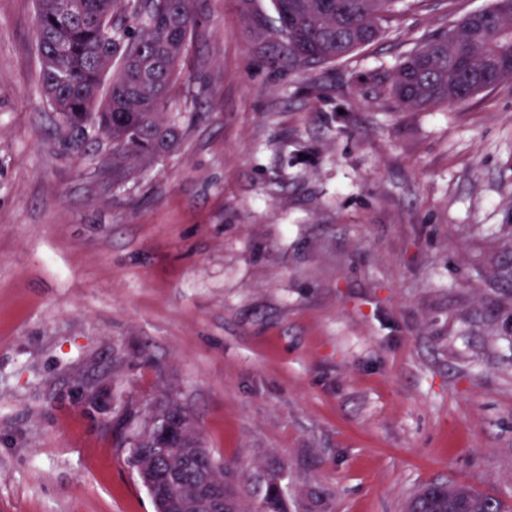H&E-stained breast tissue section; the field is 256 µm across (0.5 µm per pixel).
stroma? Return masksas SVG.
<instances>
[{
    "mask_svg": "<svg viewBox=\"0 0 512 512\" xmlns=\"http://www.w3.org/2000/svg\"><path fill=\"white\" fill-rule=\"evenodd\" d=\"M491 0H420L308 71L271 0H195L172 153L120 183L0 0V512H154L124 437L178 400L245 512L512 508V82L403 111L380 82ZM123 395L114 408L113 391ZM286 475L282 470H274L262 476L259 493L262 496L263 512H288L283 492ZM462 503L469 512H501L493 498L478 493L462 484L440 483L423 490L413 499L407 512H455L450 510Z\"/></svg>",
    "mask_w": 512,
    "mask_h": 512,
    "instance_id": "stroma-1",
    "label": "stroma"
}]
</instances>
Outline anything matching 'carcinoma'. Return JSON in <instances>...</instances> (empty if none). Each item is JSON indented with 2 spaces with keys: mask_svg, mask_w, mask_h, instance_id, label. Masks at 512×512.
Here are the masks:
<instances>
[{
  "mask_svg": "<svg viewBox=\"0 0 512 512\" xmlns=\"http://www.w3.org/2000/svg\"><path fill=\"white\" fill-rule=\"evenodd\" d=\"M194 0H83L80 16L60 20L57 0H37L36 51L42 89L68 128L93 129L112 141V183L171 152L181 116L167 112L178 77L186 35L194 26ZM280 54L291 66L314 70L339 62L376 41L415 0H272ZM112 24L111 48L102 30ZM68 47L70 79L55 81L58 45ZM512 81V0L465 15L448 31L412 50L395 69L387 92L401 108L450 107ZM157 411L144 419L126 447L135 470L153 481L177 474L181 486L171 498L190 493L198 481L190 455L210 456L199 435L189 434L168 448H155L162 426ZM224 471V512H242L237 478ZM286 475L262 476L263 512H288ZM501 512L493 498L462 484L440 483L423 490L407 512Z\"/></svg>",
  "mask_w": 512,
  "mask_h": 512,
  "instance_id": "carcinoma-1",
  "label": "carcinoma"
}]
</instances>
